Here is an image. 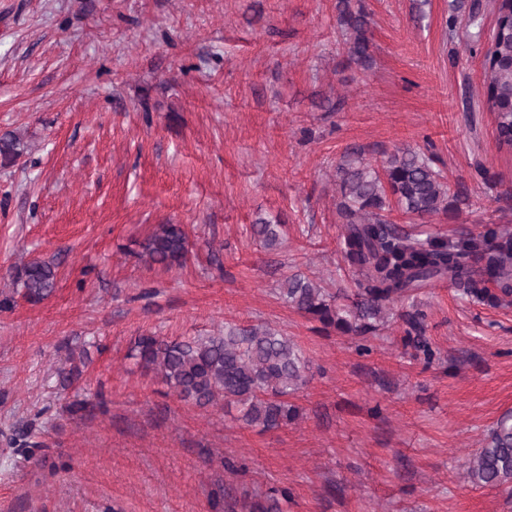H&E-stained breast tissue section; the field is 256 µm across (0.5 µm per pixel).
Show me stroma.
Segmentation results:
<instances>
[{"label": "stroma", "mask_w": 512, "mask_h": 512, "mask_svg": "<svg viewBox=\"0 0 512 512\" xmlns=\"http://www.w3.org/2000/svg\"><path fill=\"white\" fill-rule=\"evenodd\" d=\"M374 63L349 64L336 0H0V512H229L287 489L284 512H512L465 478L512 414V306L436 284L368 337L279 298L300 273L353 290L336 167L399 147L460 198L394 224L451 241L512 225V153L479 108L483 52L449 36L452 0H363ZM284 227L259 246L258 219ZM159 224L183 266L137 254ZM58 266L38 303L17 266ZM419 308L434 356L404 345ZM266 324L310 361L297 421L264 432L142 375L137 336ZM79 369L73 383L60 372ZM27 149V143L19 135L13 132L4 134L0 137V166L14 165Z\"/></svg>", "instance_id": "obj_1"}]
</instances>
